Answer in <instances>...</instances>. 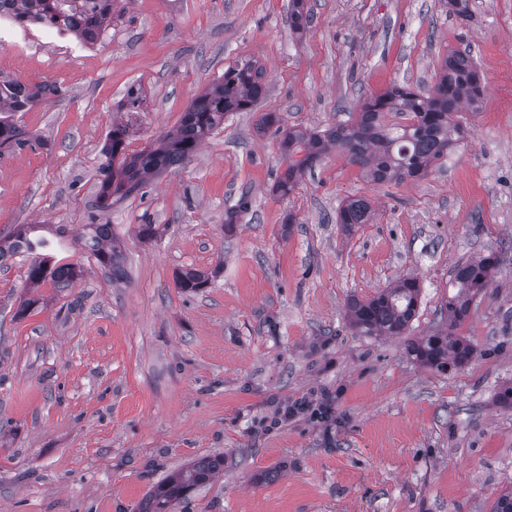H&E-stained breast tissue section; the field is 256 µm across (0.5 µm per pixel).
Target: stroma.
<instances>
[{"label":"stroma","instance_id":"obj_1","mask_svg":"<svg viewBox=\"0 0 512 512\" xmlns=\"http://www.w3.org/2000/svg\"><path fill=\"white\" fill-rule=\"evenodd\" d=\"M306 3L299 36L291 0H116L81 53L0 49V75L58 89L14 116L30 142L0 153V237L65 225L82 270L30 288L26 256L0 266V512H137L214 455L223 474L175 512H489L512 491V410L495 402L512 385V0H474L467 25L446 0ZM452 48L471 52L485 97L426 177L377 184L332 149L290 195L272 193L286 162L262 113L315 131L352 121L391 84L431 89ZM240 60L264 70L253 111L101 217L123 244L127 276L112 280L79 244L108 132L128 125L127 153L142 150ZM355 196L372 217L348 235L336 211ZM147 222L162 229L149 242ZM491 252L499 270L459 329L472 360L423 366L407 341L444 326L453 269ZM215 268L199 293L175 285ZM403 276L421 283L406 335L356 333L350 298ZM325 390L335 426L269 428L278 401Z\"/></svg>","mask_w":512,"mask_h":512}]
</instances>
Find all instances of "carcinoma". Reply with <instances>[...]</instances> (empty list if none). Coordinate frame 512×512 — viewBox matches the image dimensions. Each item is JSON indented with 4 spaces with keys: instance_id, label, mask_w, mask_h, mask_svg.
<instances>
[{
    "instance_id": "cac0c4a2",
    "label": "carcinoma",
    "mask_w": 512,
    "mask_h": 512,
    "mask_svg": "<svg viewBox=\"0 0 512 512\" xmlns=\"http://www.w3.org/2000/svg\"><path fill=\"white\" fill-rule=\"evenodd\" d=\"M22 22H43L74 32L92 44L99 31L112 24V0H11ZM448 14L463 21L472 18L471 0H448ZM310 23L304 0H292L290 26L302 33ZM264 95L262 72L253 61L237 62L224 70V77L193 99L183 112L177 129L136 154L126 153L128 129L112 124L102 147L106 164L96 207L101 212L114 202L138 193L153 177L190 160L198 146L224 124L232 112H249ZM484 90L477 65L470 55L451 51L435 85L422 93L407 84H394L383 93L366 100L356 120L322 131L288 127L281 129L279 116L263 114L262 127H276L280 133V151L287 164L278 176L274 191L288 196L303 173L312 169L331 146L344 151L373 182L386 183L427 176L432 165L448 155L469 135L467 126L453 120L462 107L479 108ZM40 101L39 92H29L20 84L0 77V149L25 146L22 131L12 119L14 112H27ZM388 112L410 116L407 124L384 123ZM371 208L361 198L348 199L336 213V223L346 232L370 221ZM37 224L24 225L11 237L0 238V261L17 253L30 257L27 280L36 286L48 279L64 288L80 275V269L66 261L68 251L65 228L56 229L55 239L37 233ZM82 245L112 278L125 276L124 257L119 241L109 224H87ZM499 257L491 252L456 267L450 287L455 293L446 297L443 313L448 326L410 344V352L423 365L437 371L462 367L470 362L474 349L458 334L469 315L471 303L491 283L498 270ZM209 276L185 270L176 279L184 292L208 287ZM421 293L415 278L400 279L377 292L372 298L350 299L347 318L357 332L374 336H402L416 315ZM224 470V458L207 457L189 469L172 474L148 492L138 512H173L176 502L199 485L213 481Z\"/></svg>"
}]
</instances>
